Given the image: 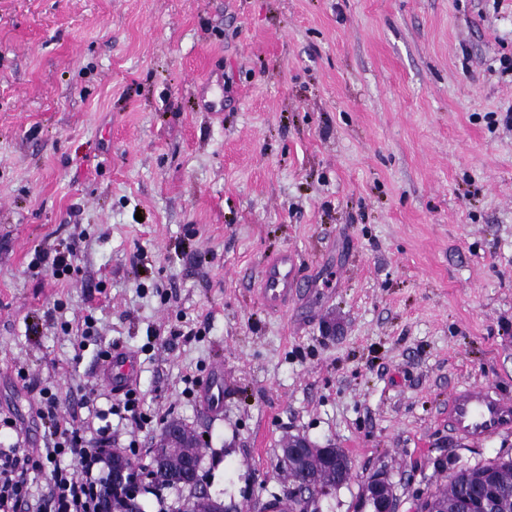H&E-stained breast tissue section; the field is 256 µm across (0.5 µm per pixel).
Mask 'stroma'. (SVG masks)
Instances as JSON below:
<instances>
[{
    "label": "stroma",
    "mask_w": 512,
    "mask_h": 512,
    "mask_svg": "<svg viewBox=\"0 0 512 512\" xmlns=\"http://www.w3.org/2000/svg\"><path fill=\"white\" fill-rule=\"evenodd\" d=\"M512 0H0V446L36 456V411L116 397L137 359L148 466L177 420L199 476L263 512L291 436L344 449L323 512H398L512 434L448 429V395L512 399ZM224 91L212 115L205 83ZM75 248L56 279L41 254ZM294 252L284 307L263 267ZM93 315L97 331L83 334ZM224 370V414L198 408ZM364 501L370 506V512H395L397 501L392 485L384 477L377 475L368 481Z\"/></svg>",
    "instance_id": "obj_1"
}]
</instances>
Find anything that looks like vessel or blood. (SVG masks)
Here are the masks:
<instances>
[{"label":"vessel or blood","instance_id":"obj_1","mask_svg":"<svg viewBox=\"0 0 512 512\" xmlns=\"http://www.w3.org/2000/svg\"><path fill=\"white\" fill-rule=\"evenodd\" d=\"M299 270L291 253H283L262 271V294L272 307L280 306L296 288ZM102 376L113 393L120 394L136 382L137 370L131 352L116 350L104 361ZM203 413L216 416L224 409V375L215 371L210 383L198 398ZM448 428L458 438L480 442L487 438L512 433V400L501 397L487 386H466L454 391L448 399Z\"/></svg>","mask_w":512,"mask_h":512}]
</instances>
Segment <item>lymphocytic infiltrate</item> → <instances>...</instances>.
Wrapping results in <instances>:
<instances>
[{
	"label": "lymphocytic infiltrate",
	"instance_id": "obj_1",
	"mask_svg": "<svg viewBox=\"0 0 512 512\" xmlns=\"http://www.w3.org/2000/svg\"><path fill=\"white\" fill-rule=\"evenodd\" d=\"M39 417L53 421L52 438L40 458L52 464L51 482L45 494L32 497L24 478L26 459L19 445L0 448V512H92L93 495L103 485L105 467L111 461L112 432L107 420L121 413H136V390L123 393L109 409L95 411L101 425L95 433L58 414V399L51 389L41 392ZM73 462V469L59 467L60 458Z\"/></svg>",
	"mask_w": 512,
	"mask_h": 512
}]
</instances>
